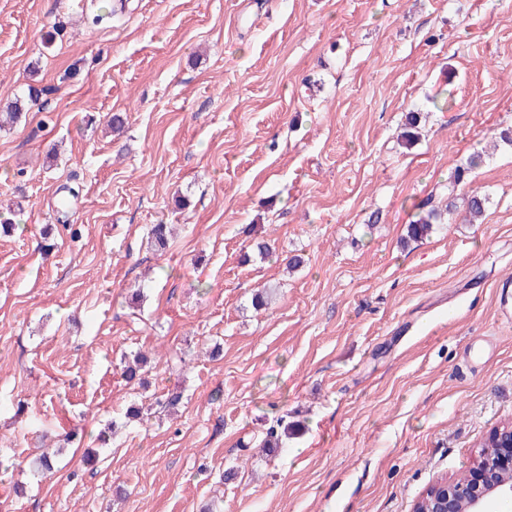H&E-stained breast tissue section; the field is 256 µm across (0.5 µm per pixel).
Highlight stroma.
Segmentation results:
<instances>
[{"label": "stroma", "instance_id": "stroma-1", "mask_svg": "<svg viewBox=\"0 0 512 512\" xmlns=\"http://www.w3.org/2000/svg\"><path fill=\"white\" fill-rule=\"evenodd\" d=\"M113 3L0 0V512H411L512 418V0ZM441 220V214L435 209H429L425 216L418 218L412 224H407L404 239L418 241L424 239L433 229L434 224Z\"/></svg>", "mask_w": 512, "mask_h": 512}]
</instances>
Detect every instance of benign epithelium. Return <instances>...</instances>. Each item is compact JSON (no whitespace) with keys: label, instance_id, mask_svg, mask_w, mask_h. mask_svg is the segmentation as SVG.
Instances as JSON below:
<instances>
[{"label":"benign epithelium","instance_id":"benign-epithelium-1","mask_svg":"<svg viewBox=\"0 0 512 512\" xmlns=\"http://www.w3.org/2000/svg\"><path fill=\"white\" fill-rule=\"evenodd\" d=\"M496 441L501 446L483 448L479 465L469 471L464 483L444 478L434 487L443 493L434 497V512H460L465 502L469 512H491L492 503L503 497H512V424L499 430Z\"/></svg>","mask_w":512,"mask_h":512}]
</instances>
